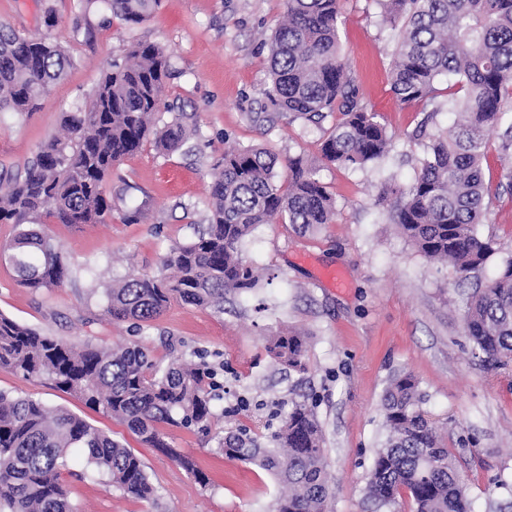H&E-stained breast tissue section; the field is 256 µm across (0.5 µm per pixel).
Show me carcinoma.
Here are the masks:
<instances>
[{
    "label": "carcinoma",
    "mask_w": 512,
    "mask_h": 512,
    "mask_svg": "<svg viewBox=\"0 0 512 512\" xmlns=\"http://www.w3.org/2000/svg\"><path fill=\"white\" fill-rule=\"evenodd\" d=\"M389 22L401 26L392 62L391 90L408 107L436 98L435 84L452 76L463 95L448 90L451 130L432 137L429 153L403 189L384 185L382 205L395 196L391 223L419 255L448 265L463 281L483 270L495 253L477 226L491 201L483 161L492 136L501 158L512 163V0H381ZM128 27L152 17L159 0H102ZM340 0H286L268 49L270 82L263 90L271 113L320 120L341 118L322 143V160L361 169L383 161L392 135L365 104L342 54ZM71 64L49 32L32 39L0 23V112H32ZM170 76L164 51L149 42L128 49L97 84L89 105L62 114L63 134L44 142L24 171L0 187V224L14 236L0 244V263L17 282L40 290L64 284L62 261L46 223L102 224L112 214L106 185L112 167L149 139L173 153L197 132L177 118L157 128L155 115ZM277 156L262 147L235 146L212 173L210 216L196 239L172 248L162 275L132 274L106 289L104 312L136 328L157 319L170 300L224 311L229 295L258 287L260 273L242 253L260 224L288 220L314 234L333 222L336 205L301 157L276 174ZM463 331L473 353L501 369L512 363V256L496 276L467 299ZM273 357L306 370V338L280 332L269 338ZM193 357L157 362L142 343L108 348L92 341L67 343L0 313V369L24 378L45 377L53 386L120 421L149 448H160L199 482L208 477L194 459L176 451L163 427L201 432L214 418L216 369ZM414 374L394 375L382 394L387 434L368 474L367 493L382 507L409 493L414 512H472L465 476L445 438L422 408ZM271 447L227 435L224 456L255 465L284 487L275 512H325L329 479L323 432L314 406L295 402L279 421ZM93 472L137 497L156 496L142 460L129 448L61 408L0 391V512H76L60 483L73 449Z\"/></svg>",
    "instance_id": "obj_1"
}]
</instances>
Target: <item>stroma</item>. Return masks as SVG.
Returning <instances> with one entry per match:
<instances>
[{
	"mask_svg": "<svg viewBox=\"0 0 512 512\" xmlns=\"http://www.w3.org/2000/svg\"><path fill=\"white\" fill-rule=\"evenodd\" d=\"M285 0H160L152 18L128 27L102 5L82 12L80 0H0V22L32 38L55 35L73 58L35 112H0V173L17 174L38 146L60 131V117L85 103L102 75L127 48L163 46L171 77L157 124L191 115L199 133L178 152L145 142L115 165L108 182L112 215L103 224L49 227L70 276L62 286L32 290L0 264V312L64 340L121 345L144 340L157 361L203 350L223 363V397L210 433L166 427L169 442L209 478L198 483L167 454L145 447L121 422L96 412L44 379L0 371V390L64 407L139 455L157 489L142 500L113 487L84 465L62 473L78 512H273L280 487L267 471L226 458L220 440L247 431L261 446L269 425L292 402L314 405L324 434L330 477L327 512H412L408 493L379 507L366 485L386 436L381 395L398 372H412L437 423L468 476L474 512H499L512 502V376L475 358L462 325L473 283L458 284L446 265L428 262L397 234L388 207L376 198L385 180L408 184L432 134L448 130L454 113L421 102L400 108L391 92L399 31L385 22L379 0H341L339 35L364 102L394 135L380 164L345 169L321 160L335 116L312 122L291 114L266 121L270 37ZM256 145L280 159L316 163L336 201L332 224L301 237L290 224H263L243 255L267 274L251 292L230 296L223 312L172 300L141 331L104 314L105 290L130 273L161 274L175 244L207 224L211 173L230 146ZM486 179L496 188L481 236L512 255V179L489 148ZM130 206L138 222L122 219ZM296 331L307 338V370L277 362L266 336Z\"/></svg>",
	"mask_w": 512,
	"mask_h": 512,
	"instance_id": "35a3bbf8",
	"label": "stroma"
}]
</instances>
